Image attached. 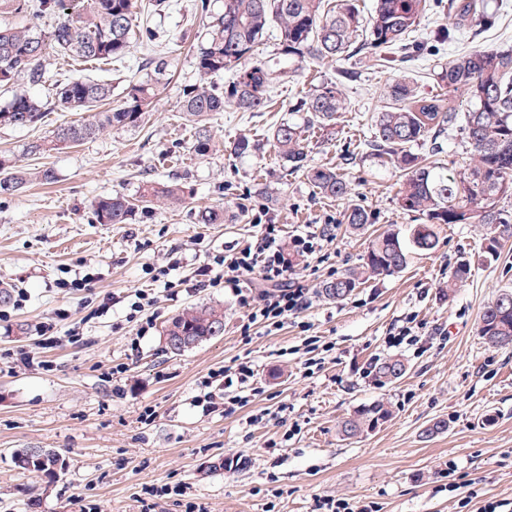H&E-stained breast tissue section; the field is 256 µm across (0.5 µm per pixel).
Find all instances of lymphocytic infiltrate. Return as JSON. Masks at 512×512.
Here are the masks:
<instances>
[{
	"instance_id": "f902f5d3",
	"label": "lymphocytic infiltrate",
	"mask_w": 512,
	"mask_h": 512,
	"mask_svg": "<svg viewBox=\"0 0 512 512\" xmlns=\"http://www.w3.org/2000/svg\"><path fill=\"white\" fill-rule=\"evenodd\" d=\"M257 227L251 243L210 253L184 281L188 289L227 288L248 312L247 322L242 326L246 332L258 324L270 331L281 329L289 317L309 308L312 298L310 287L291 282L288 277L290 266L282 248V225L267 219L258 222ZM252 274L267 282L268 290L257 296L247 293L245 278ZM253 378L254 369L246 362L210 371L197 403L208 413L235 412L243 405L242 390L252 385Z\"/></svg>"
}]
</instances>
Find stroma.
I'll use <instances>...</instances> for the list:
<instances>
[{"label":"stroma","mask_w":512,"mask_h":512,"mask_svg":"<svg viewBox=\"0 0 512 512\" xmlns=\"http://www.w3.org/2000/svg\"><path fill=\"white\" fill-rule=\"evenodd\" d=\"M496 22L481 30L465 28L453 52L479 45L512 48V0H488ZM160 37L140 57L175 59L176 74L161 89L138 126L39 157L26 154L28 141L49 135L77 112L53 107L50 87L32 96L49 109L31 129L0 126V154L28 168L49 167L50 185L33 184L0 196V286L27 289L30 300L0 321V512H81L97 504L102 512H185L184 502L152 498L149 485H185L208 512H316L318 500L347 498L376 502L380 512H459L449 492L446 464L455 461L470 482L474 505L488 499L512 500V347L496 348L478 333L485 307L512 291V239L502 241L497 261L483 257L490 228L485 224H443L439 245L427 254L410 247L406 268L371 278L341 302L320 294L323 281L360 264L370 238L392 228L409 242L422 216L401 210L395 200L396 174L365 161L366 142L386 103L385 87L397 73L412 77L420 92L435 96L437 57L420 55L391 65L358 53L341 66L310 67L275 80L262 112L232 107L211 119L213 149L205 156L189 148L192 136L180 112L184 85L198 75L188 51L204 19L195 0L149 16ZM350 76L338 80V69ZM52 80L76 77L105 80L122 89L136 70L120 60L85 64L57 56L49 60ZM339 81L346 111L333 126L315 132L309 159L333 166L355 187L356 203L373 216L365 231L343 222L346 202L322 197L301 175L290 172L268 143L284 119L302 120L293 109L314 85ZM258 149L237 157L240 137ZM147 180H176L187 197L181 204L136 212L126 224H100L98 199L135 195ZM265 205L285 231L293 280L316 288L310 308L269 334L258 325L241 327L247 312L225 288H201L169 299L157 290V318L137 336L125 304L93 317L105 293L132 294L149 283V264L182 260L171 272L178 280L208 252L244 244L256 234L244 204ZM239 211L227 224H206L205 210ZM331 236L323 250L304 253L296 234ZM471 275L451 298L443 291L460 258ZM94 274L93 293L65 295L59 278ZM208 305L224 312V333L181 355L165 351L163 329L184 309ZM70 312L60 322L63 338L45 344L38 326L56 309ZM84 321L82 338L64 335ZM412 327L418 344L389 346L387 338ZM329 346L315 373L304 367L306 339ZM25 351L52 363L51 370L13 363ZM395 356L407 367L403 377L383 385L366 371L377 359ZM251 362L256 392L235 413L207 414L195 404L202 377L215 368ZM124 373H115V366ZM381 401L391 416L372 431L347 438L343 420L364 405ZM151 419H144L145 409ZM447 420L449 429L433 436L427 428ZM276 441L268 450L267 441ZM30 448L54 450L65 462L56 478L16 466L15 456Z\"/></svg>","instance_id":"stroma-1"}]
</instances>
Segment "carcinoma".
<instances>
[{"instance_id":"cac0c4a2","label":"carcinoma","mask_w":512,"mask_h":512,"mask_svg":"<svg viewBox=\"0 0 512 512\" xmlns=\"http://www.w3.org/2000/svg\"><path fill=\"white\" fill-rule=\"evenodd\" d=\"M427 0H375L368 18H363L357 0H197L196 8L209 22L205 33L193 38L191 49L198 82L182 89L180 111L193 130L191 149L199 156L213 147L210 117L229 104L241 112H260L268 106L269 89L277 77H291L307 63H338L360 48L372 54L405 46L406 37L427 10ZM26 13L40 19L51 13L62 19L44 31L34 23L24 27L0 26V85L20 81L30 87L46 82L49 51L76 61L105 62L122 59L134 51V35L151 41L148 23L136 25L141 14L139 0H0V10ZM494 13L484 0H448V24L434 34L438 44L457 42L462 27L475 22L490 25ZM277 23L280 58L276 66L251 58L253 47L271 23ZM365 31L363 44L359 32ZM150 72L128 81L121 103L101 109L112 100V84L73 78L55 86L57 105L70 112H87L88 118L61 124L52 135L31 141L25 151L46 155L63 147L103 136L112 130L139 124L161 86L175 76L172 62L160 59L146 65ZM234 74L227 87L214 85L224 72ZM437 82L448 93L466 96L467 109L458 112L444 107L435 97L420 94L404 75L388 85L389 103L378 113L372 136L366 143L368 156L381 167L401 174L396 194L399 207L426 218L413 229L414 246L431 253L438 245V224H492L484 258L498 256L500 241L512 238V212L503 203L512 198V49L474 47L448 58L436 73ZM44 109L27 91L14 94L0 106V125L31 128ZM346 110L338 84L323 82L302 96L293 111L305 113L300 125L283 120L268 139L289 169L302 173L325 198L339 201L352 195V184L336 168L308 163L309 130L325 129ZM460 126L470 148L469 163L458 173L438 166L416 147L432 141L431 152H442L437 138ZM50 168L30 169L18 165L9 155H0V195H12L33 183H52ZM185 200L179 184L146 181L135 200L123 194L102 198L94 205L99 224H126L136 205L154 207ZM344 223L355 230L372 223L364 206L351 204ZM407 265V251L393 229L375 236L361 266L322 285L330 299L342 300L362 281L401 272ZM471 261L463 258L448 275V291L466 282ZM224 334V314L206 305L178 314L164 330L166 336L215 337ZM480 336L492 346H512V292L498 294L485 308ZM372 372L379 380L392 381L406 372L399 358L377 361ZM391 411L377 401L363 406L342 422L341 432L355 436L389 418ZM58 454L51 450L24 451L16 458L19 467L42 474L55 465Z\"/></svg>"}]
</instances>
